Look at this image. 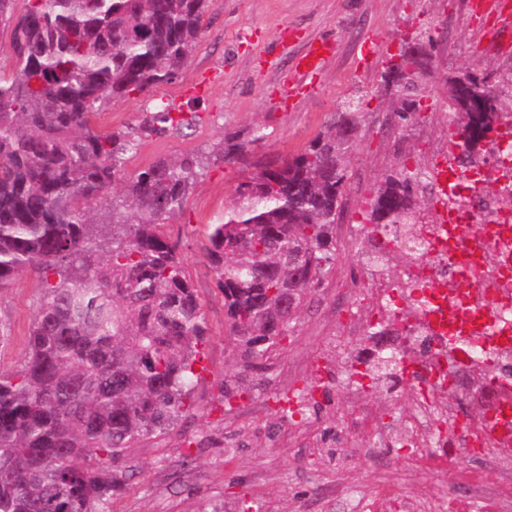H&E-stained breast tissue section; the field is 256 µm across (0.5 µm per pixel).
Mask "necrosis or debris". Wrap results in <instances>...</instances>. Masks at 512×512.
Wrapping results in <instances>:
<instances>
[{
    "instance_id": "1",
    "label": "necrosis or debris",
    "mask_w": 512,
    "mask_h": 512,
    "mask_svg": "<svg viewBox=\"0 0 512 512\" xmlns=\"http://www.w3.org/2000/svg\"><path fill=\"white\" fill-rule=\"evenodd\" d=\"M457 154L452 148L432 161L423 185L431 213H420L389 241L388 255L364 266L361 282L348 291V325L325 349L344 354L351 398L377 388V360L395 363L414 405L401 434L370 416L358 428L373 447L397 445L434 467L451 458L431 456L430 448L453 431L470 463L471 489L449 508L467 512L469 497L482 492V472L499 466L500 450L512 447V436L490 423L496 408L512 404V114L497 123L468 168L459 167ZM410 238L418 243L415 258L395 267ZM375 331L382 336L375 349L350 351L351 339ZM461 350L493 373L491 403L475 418L450 401L449 378L467 373L453 358Z\"/></svg>"
}]
</instances>
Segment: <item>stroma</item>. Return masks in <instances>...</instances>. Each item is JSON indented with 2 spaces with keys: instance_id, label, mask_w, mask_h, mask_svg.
Masks as SVG:
<instances>
[{
  "instance_id": "stroma-1",
  "label": "stroma",
  "mask_w": 512,
  "mask_h": 512,
  "mask_svg": "<svg viewBox=\"0 0 512 512\" xmlns=\"http://www.w3.org/2000/svg\"><path fill=\"white\" fill-rule=\"evenodd\" d=\"M469 0H212L202 21V35L179 77L146 95L113 101L96 119L110 132L139 123L146 108L163 103L174 112H196L201 122L190 134L175 131L142 139L125 164L126 176L163 157L198 153L233 137L243 142V163L211 162L192 187L179 223L166 232L178 240L187 274L204 304L209 334L202 371L194 392L196 410L182 416L165 436L148 438L128 449L133 470L126 488L113 498V512H346L350 491L377 497L382 486L393 489L380 499V512H396L403 500L426 495L463 496L465 462L446 468L407 462L402 448L374 453L354 419L373 408L385 424L400 430L409 412L405 394L388 396L371 390L348 398L330 390L309 420L292 424L279 419L276 395L302 383L296 367L322 353L324 336L346 320V281L357 271L358 249L337 242L335 268L321 288L309 293L293 323V335L274 352L276 371L255 380L240 354L226 339L224 303L216 293L205 258L208 226L230 201L237 185L255 165L297 155L323 131L342 102L361 98L362 128L350 159L344 203L355 200L354 183L370 188L396 163L412 155L448 150L450 116L448 78L468 71L491 81L512 78V49L479 38ZM297 36L280 48L281 28ZM368 35L385 47L372 68L357 64V46ZM309 37L334 42L336 53L317 87L294 112L271 109L278 83ZM429 43L419 79L428 92L418 121L397 123L396 98L384 75L412 40ZM217 70L220 81L201 98H181L180 90L198 73ZM262 141H255V133ZM40 290L33 275H21L0 298V325L9 334L0 346V363H21ZM237 375L244 390L232 411H225L217 383Z\"/></svg>"
}]
</instances>
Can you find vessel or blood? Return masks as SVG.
<instances>
[{"label":"vessel or blood","instance_id":"vessel-or-blood-1","mask_svg":"<svg viewBox=\"0 0 512 512\" xmlns=\"http://www.w3.org/2000/svg\"><path fill=\"white\" fill-rule=\"evenodd\" d=\"M473 16L484 34L498 39L502 30L512 26V0H474ZM335 55V46L325 38L309 39L295 59L293 79L284 80L273 103L275 108H298L307 89L315 87L328 63Z\"/></svg>","mask_w":512,"mask_h":512}]
</instances>
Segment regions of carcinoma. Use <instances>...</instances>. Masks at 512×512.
<instances>
[{"mask_svg":"<svg viewBox=\"0 0 512 512\" xmlns=\"http://www.w3.org/2000/svg\"><path fill=\"white\" fill-rule=\"evenodd\" d=\"M212 0H0V295L15 277L38 276L23 363L0 367V512H112L126 485V450L166 435L196 409L193 392L208 336L204 306L179 242L164 227L182 214L204 162L161 158L124 182L103 222L94 204L120 177L140 141L192 130L197 113L168 106L137 126L100 132L112 101L177 79ZM423 59L405 57L397 116L410 124L425 88ZM486 82L498 112H512V82ZM489 113L456 130L467 145ZM360 113L348 103L300 154L269 162L241 182L209 225L206 258L224 299L227 336L260 373L290 336L288 293L299 311L336 266V225ZM244 147L222 142L223 160ZM422 172L399 164L371 190L366 224H411Z\"/></svg>","mask_w":512,"mask_h":512,"instance_id":"carcinoma-1","label":"carcinoma"}]
</instances>
